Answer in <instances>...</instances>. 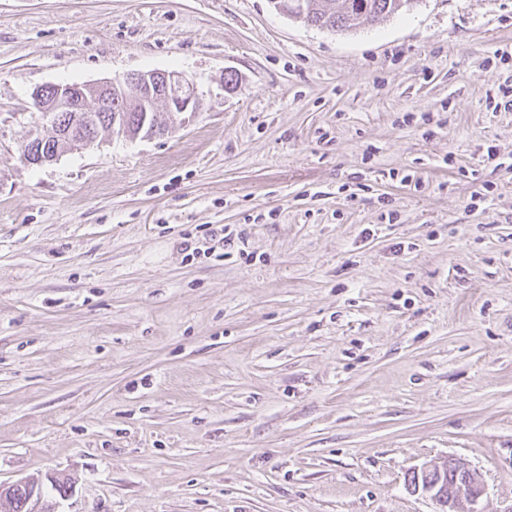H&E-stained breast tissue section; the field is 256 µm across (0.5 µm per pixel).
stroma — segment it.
I'll return each mask as SVG.
<instances>
[{
  "label": "stroma",
  "instance_id": "1",
  "mask_svg": "<svg viewBox=\"0 0 512 512\" xmlns=\"http://www.w3.org/2000/svg\"><path fill=\"white\" fill-rule=\"evenodd\" d=\"M502 50L512 0L344 33L270 0H0V482L67 477L57 512H435L408 477L453 456L507 512ZM153 70L197 85L175 133L20 159L36 88Z\"/></svg>",
  "mask_w": 512,
  "mask_h": 512
}]
</instances>
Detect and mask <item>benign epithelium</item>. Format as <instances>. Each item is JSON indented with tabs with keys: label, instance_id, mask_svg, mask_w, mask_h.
<instances>
[{
	"label": "benign epithelium",
	"instance_id": "7a95c632",
	"mask_svg": "<svg viewBox=\"0 0 512 512\" xmlns=\"http://www.w3.org/2000/svg\"><path fill=\"white\" fill-rule=\"evenodd\" d=\"M38 109L39 122L26 133L22 157L28 164L44 165L60 155L54 142L69 134L78 124H92L90 112L116 111L110 130L125 137L130 135L128 113H138L139 127L157 120V104L166 105L167 129L173 131L185 123L182 115L194 113L199 107L196 86L187 75L177 71H146L123 75L117 80L96 84H49L32 93ZM51 126L54 136L46 138L41 128ZM100 142L95 130L67 141V149H88ZM466 473V482L448 485V466ZM411 489L422 493L437 506L436 512H480L477 503L483 494L478 473L461 458L452 463L433 462L412 471ZM27 491V512H57L56 505L45 498L41 488L28 481L0 482V512H13L16 490Z\"/></svg>",
	"mask_w": 512,
	"mask_h": 512
}]
</instances>
